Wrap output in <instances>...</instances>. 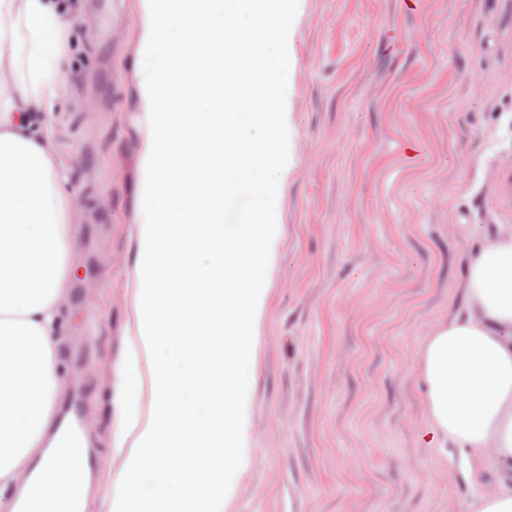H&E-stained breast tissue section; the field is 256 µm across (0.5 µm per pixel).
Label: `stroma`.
<instances>
[{
  "label": "stroma",
  "mask_w": 512,
  "mask_h": 512,
  "mask_svg": "<svg viewBox=\"0 0 512 512\" xmlns=\"http://www.w3.org/2000/svg\"><path fill=\"white\" fill-rule=\"evenodd\" d=\"M299 4L292 168L230 512H471L458 452L419 439L416 364L461 296L463 225L512 224V0ZM81 9L56 107L31 121L76 199L59 402L83 400L110 475L143 216L140 0Z\"/></svg>",
  "instance_id": "35a3bbf8"
}]
</instances>
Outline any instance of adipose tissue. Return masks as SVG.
I'll return each mask as SVG.
<instances>
[{"instance_id": "ef3b65f1", "label": "adipose tissue", "mask_w": 512, "mask_h": 512, "mask_svg": "<svg viewBox=\"0 0 512 512\" xmlns=\"http://www.w3.org/2000/svg\"><path fill=\"white\" fill-rule=\"evenodd\" d=\"M76 20L66 0H0V489L28 488L62 389L55 336L73 199L58 157L20 117L53 110ZM462 268L459 309L418 355L423 438L464 453L466 480L485 488L473 512H512V225L482 232Z\"/></svg>"}]
</instances>
